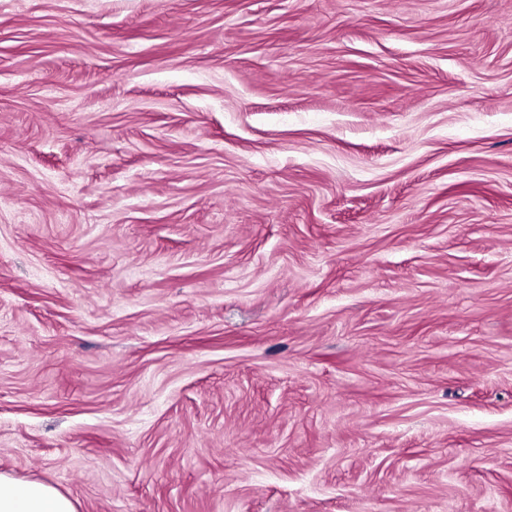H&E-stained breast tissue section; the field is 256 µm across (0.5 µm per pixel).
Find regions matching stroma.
<instances>
[{"instance_id":"obj_1","label":"stroma","mask_w":512,"mask_h":512,"mask_svg":"<svg viewBox=\"0 0 512 512\" xmlns=\"http://www.w3.org/2000/svg\"><path fill=\"white\" fill-rule=\"evenodd\" d=\"M0 472L512 512V0H0Z\"/></svg>"}]
</instances>
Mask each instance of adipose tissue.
I'll return each instance as SVG.
<instances>
[{
	"label": "adipose tissue",
	"mask_w": 512,
	"mask_h": 512,
	"mask_svg": "<svg viewBox=\"0 0 512 512\" xmlns=\"http://www.w3.org/2000/svg\"><path fill=\"white\" fill-rule=\"evenodd\" d=\"M0 512H76L70 498L41 481L0 472Z\"/></svg>",
	"instance_id": "ef3b65f1"
}]
</instances>
